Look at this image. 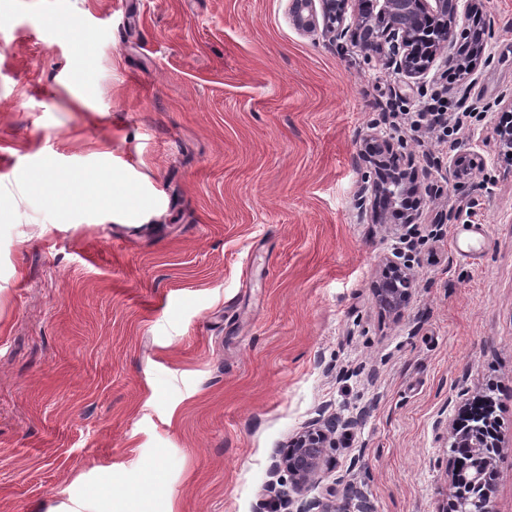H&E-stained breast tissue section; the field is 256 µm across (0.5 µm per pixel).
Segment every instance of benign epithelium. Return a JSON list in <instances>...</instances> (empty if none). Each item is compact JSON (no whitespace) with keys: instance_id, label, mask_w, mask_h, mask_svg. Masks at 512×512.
<instances>
[{"instance_id":"benign-epithelium-1","label":"benign epithelium","mask_w":512,"mask_h":512,"mask_svg":"<svg viewBox=\"0 0 512 512\" xmlns=\"http://www.w3.org/2000/svg\"><path fill=\"white\" fill-rule=\"evenodd\" d=\"M287 13L293 25L307 36H321L333 44L351 42L364 59L392 68L415 85L426 82L433 71L470 78L482 64L490 60L485 33L491 22L485 0H288ZM477 31L471 39L458 32L460 20ZM431 28L432 51H420V31L425 22ZM361 151L373 154L374 162L389 164L393 171L371 185L373 205L387 223L413 224L414 215L403 209L406 198L421 190L422 180L430 176L418 171L412 159L394 152L391 137L378 132L359 138ZM485 165L484 158L469 151L454 156L448 166L458 179H472ZM412 276L409 267L387 259V272L377 284L374 295L379 308L396 317L409 304ZM493 405L477 418L478 424L461 425L455 419L449 425L450 447L467 448L481 464L468 470L448 459L449 486L453 488L441 512H493L492 497L496 484L488 481V473L497 470L500 449L499 432L493 427ZM354 421L328 419L316 428L302 431L293 446L276 464L288 475L291 492L285 493L269 485L279 505L288 512H372L367 499L347 488L342 495L331 489L323 497H307L331 463L330 449L336 447V431Z\"/></svg>"}]
</instances>
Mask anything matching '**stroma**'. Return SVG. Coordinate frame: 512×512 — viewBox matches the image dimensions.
Here are the masks:
<instances>
[{"mask_svg":"<svg viewBox=\"0 0 512 512\" xmlns=\"http://www.w3.org/2000/svg\"><path fill=\"white\" fill-rule=\"evenodd\" d=\"M491 61L466 84L408 79L298 31L286 0H71L94 80L47 21L0 0V512H267L270 471L309 424L338 430L310 490L438 512L446 425L488 395L494 512H512V0H487ZM448 95L438 146L402 115ZM430 167L417 223L359 216L377 175L359 134ZM483 154L478 180L449 160ZM112 173L101 207L25 175ZM461 224H481L476 239ZM414 288L376 305L385 258Z\"/></svg>","mask_w":512,"mask_h":512,"instance_id":"stroma-1","label":"stroma"}]
</instances>
